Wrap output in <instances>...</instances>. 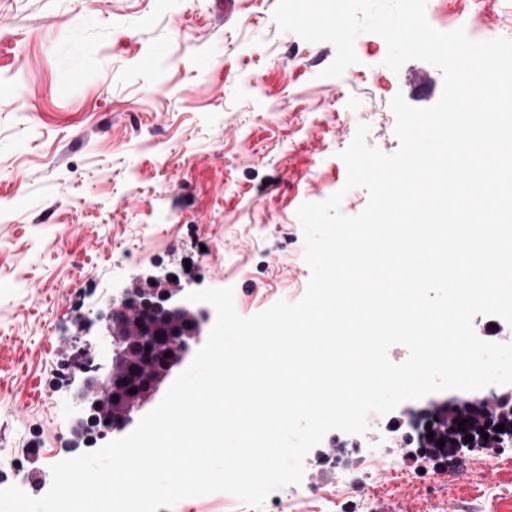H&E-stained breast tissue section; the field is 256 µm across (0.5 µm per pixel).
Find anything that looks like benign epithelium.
<instances>
[{
  "label": "benign epithelium",
  "instance_id": "1",
  "mask_svg": "<svg viewBox=\"0 0 512 512\" xmlns=\"http://www.w3.org/2000/svg\"><path fill=\"white\" fill-rule=\"evenodd\" d=\"M156 280L174 283L173 288L152 289L148 296L135 298L130 285L116 288L107 303L98 309L93 317L83 319L85 326H97V355L104 361L106 371L100 372L95 366L84 371L85 377L74 394L79 406L77 424L92 421L96 411L108 412V406L120 402V415L111 421V430H121L132 421L136 411L158 388L172 368L189 352L192 345L201 340L211 320V310L202 302L186 300L193 291L191 283L182 284L169 273L156 277ZM166 313L172 327L170 336L163 343L154 337L150 314ZM136 346L148 361L146 377L136 393L126 395L119 385L120 369L130 360L131 346ZM170 356H164V353ZM441 400L454 405L460 411L459 419L467 420L465 430L452 436V445L466 443L473 451L499 450L504 444H512V429L507 433L495 430V426L512 418V392L461 398L450 393ZM488 438L481 437V432ZM473 440L465 441L466 435Z\"/></svg>",
  "mask_w": 512,
  "mask_h": 512
}]
</instances>
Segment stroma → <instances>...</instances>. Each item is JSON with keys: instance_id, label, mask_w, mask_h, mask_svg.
Instances as JSON below:
<instances>
[{"instance_id": "35a3bbf8", "label": "stroma", "mask_w": 512, "mask_h": 512, "mask_svg": "<svg viewBox=\"0 0 512 512\" xmlns=\"http://www.w3.org/2000/svg\"><path fill=\"white\" fill-rule=\"evenodd\" d=\"M276 5L0 0V489L41 497L54 464L109 441L72 431L71 361L95 340L79 317L165 271L233 288L245 318L299 302L310 278L300 205L341 190L342 212L359 214L368 194L344 190L339 157L358 125L393 153L391 99L440 97L437 67L392 71L372 33L356 38V64L322 77L333 45L280 30ZM425 14L443 32L480 16L490 38H512V0H427ZM401 417L329 432L300 484L237 512H512V447L432 461L401 446ZM387 456L399 471L384 470Z\"/></svg>"}]
</instances>
